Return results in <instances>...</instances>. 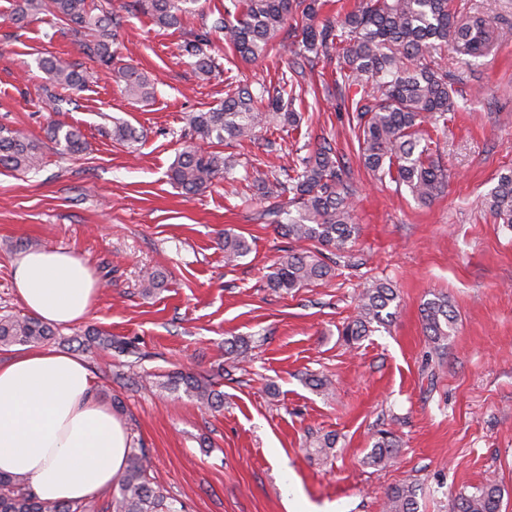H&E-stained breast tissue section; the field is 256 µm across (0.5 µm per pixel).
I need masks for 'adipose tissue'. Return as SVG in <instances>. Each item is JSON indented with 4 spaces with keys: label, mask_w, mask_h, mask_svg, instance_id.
I'll return each mask as SVG.
<instances>
[{
    "label": "adipose tissue",
    "mask_w": 512,
    "mask_h": 512,
    "mask_svg": "<svg viewBox=\"0 0 512 512\" xmlns=\"http://www.w3.org/2000/svg\"><path fill=\"white\" fill-rule=\"evenodd\" d=\"M11 266L15 294L31 316L68 325L93 310L98 281L72 252L26 250ZM130 446L80 357L41 347L0 362V473L29 478L41 500L72 503L111 489Z\"/></svg>",
    "instance_id": "1"
}]
</instances>
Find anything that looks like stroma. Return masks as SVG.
<instances>
[{"label": "stroma", "instance_id": "1", "mask_svg": "<svg viewBox=\"0 0 512 512\" xmlns=\"http://www.w3.org/2000/svg\"><path fill=\"white\" fill-rule=\"evenodd\" d=\"M131 2L112 0L118 55L154 80V99L131 100L100 67L75 104L52 116L38 62L51 53L86 62L81 41L49 15L13 24L12 0H0V123L39 136L54 117L87 141L76 155L47 144L35 172L0 166V314L24 311L10 261L25 241L69 250L91 267L97 303L86 321L60 327L53 345L80 354L103 401L122 400L118 417L146 448L155 485L184 512H289V484L306 512H385L390 489L410 482L418 512H453L458 492L489 478L504 490L502 512H512V228L482 206L498 173L512 169V0H451L456 13L480 11L509 37L471 61L442 53L454 106L447 122L423 128L448 183L427 205L365 169L337 64L315 59V90L294 106L299 126L274 131L278 149L261 154V171L283 177L329 140L348 172L360 234L331 279L291 293L266 282L290 243L240 180L249 155L223 147L237 160L233 174L197 195L168 172L189 135L187 113L222 102L229 84L276 82L292 56L273 50L247 63L217 41L215 68L202 78L181 46L224 0H200L180 29L157 26ZM116 118L143 131L142 141L112 140ZM228 230L251 246L234 266L224 262ZM147 270L160 274V288L144 291ZM380 282L397 294L392 323L346 342L361 293ZM441 293L457 324L437 351L421 309ZM89 328L137 338L142 359L80 350ZM233 337L247 340L246 359L225 354ZM179 371L214 377L223 408L165 390ZM313 377L332 391L312 387ZM381 429L402 444L386 468L366 461ZM327 435L335 447L318 452Z\"/></svg>", "mask_w": 512, "mask_h": 512}]
</instances>
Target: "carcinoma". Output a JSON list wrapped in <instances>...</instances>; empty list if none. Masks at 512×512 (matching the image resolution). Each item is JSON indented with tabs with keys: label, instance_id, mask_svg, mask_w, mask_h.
<instances>
[{
	"label": "carcinoma",
	"instance_id": "obj_1",
	"mask_svg": "<svg viewBox=\"0 0 512 512\" xmlns=\"http://www.w3.org/2000/svg\"><path fill=\"white\" fill-rule=\"evenodd\" d=\"M133 2L156 25L179 29L184 17L193 13L188 4L198 0ZM294 11L311 20L319 11L318 0H224V12L218 13L204 33L184 41L182 51L196 58L197 72L206 78L214 68V58L204 50L212 43V37L229 40L236 54L245 60L258 59L273 46L278 31ZM45 12L70 27L74 36L86 38V55L97 65L111 69L127 96L140 101L154 98L155 82L149 76L134 66L115 63L120 23L108 0L99 5L89 0H12L11 20L16 24L25 25ZM500 38L484 14L475 12L459 18L451 12L448 0H360L359 6L344 13L336 23L319 29L311 25L304 28L301 49L279 44V48L296 56V61L291 73L281 74L277 86L263 84L257 93L248 87H237L218 106L191 113V136L170 167V180L188 194L200 193L218 175L232 171L236 162L231 156L202 150L199 142L256 146L260 144L257 131L296 126L298 115L291 109L294 97L288 86H299L306 79L301 56L311 52L334 55L339 61V86L348 93L350 111L356 113L364 167L379 178L390 177L398 186L406 187L414 200L426 205L443 192L446 174L430 158L422 124L428 118H446L452 107L448 72L439 67L434 54L449 48L458 56L480 58L488 55ZM39 68L53 86L74 95L84 91L93 79L91 69L54 55L41 58ZM45 134L46 140L70 154H79L86 147L83 133L72 125L52 121ZM111 135L130 146L139 141L137 129L120 121L113 124ZM44 141L0 123V165L18 173L40 169ZM243 180L251 182L258 194L267 198L292 194L289 208L274 212L278 217L287 216V221H277L281 234L294 242L317 241L327 250L324 254L288 248L268 274V285L290 293L333 275L335 256L347 250L357 227L352 223V193L345 165L331 144L325 140L312 154L297 158L284 182L263 178L256 168L251 174L245 173ZM482 204L496 222L512 227L511 169L499 174L497 184L484 196ZM249 251L250 245L243 236L224 233L225 262H237ZM395 300L396 292L388 284L366 289L358 314L346 324L342 336L349 343L358 341L368 335L372 325L389 324L394 317L389 307ZM422 312L427 337L434 345L442 346L456 324L448 297L436 295L427 300ZM54 336V328L36 318L0 315V346L39 344ZM86 341L119 356L142 359L133 342L99 329H89ZM165 387L174 393L181 391L209 409L220 407L224 401L223 393L204 376L173 375ZM398 448L396 436L380 429L374 437L369 462L385 466ZM502 498L500 485L489 481L471 494H459L454 509L499 512ZM112 507L113 512H180L173 498L154 486L148 454L135 446L129 448L124 471L117 479ZM417 509L413 484L395 486L387 494V512ZM0 512H95V502L43 501L32 492L26 478L0 475Z\"/></svg>",
	"mask_w": 512,
	"mask_h": 512
}]
</instances>
